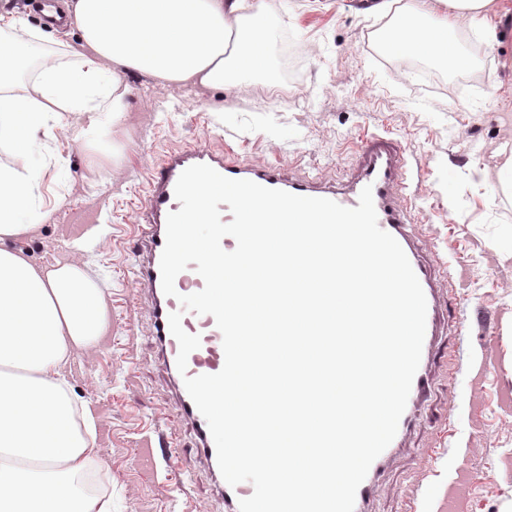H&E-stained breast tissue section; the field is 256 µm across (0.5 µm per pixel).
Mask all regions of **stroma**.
<instances>
[{"label": "stroma", "mask_w": 512, "mask_h": 512, "mask_svg": "<svg viewBox=\"0 0 512 512\" xmlns=\"http://www.w3.org/2000/svg\"><path fill=\"white\" fill-rule=\"evenodd\" d=\"M29 0H0V42L22 16L41 53L79 65L77 29L57 32L31 16ZM367 0H266L264 70L234 85L192 90L129 77L126 115L113 125L118 155L96 154L57 135L56 165L43 140L25 164L41 175L45 218L18 240L25 255L69 256L71 227L103 211L106 229L85 258L108 296L110 328L70 358L75 394L97 420L99 470L112 484V512H225L209 462L187 421L174 413L175 389L159 358L144 284L136 270L135 226L157 157L182 145L235 144L253 164L286 177L343 180L362 137L377 132L405 149L404 178L415 214L410 231L422 261H444L455 290L440 288L439 320L427 366L429 392L375 477L372 512H512V201L497 189L494 150L512 138V0L494 16L497 41L455 32L471 64L433 81L406 55L375 47L387 19ZM177 433L178 469L142 455L157 431Z\"/></svg>", "instance_id": "obj_1"}]
</instances>
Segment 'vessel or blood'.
<instances>
[{"label": "vessel or blood", "mask_w": 512, "mask_h": 512, "mask_svg": "<svg viewBox=\"0 0 512 512\" xmlns=\"http://www.w3.org/2000/svg\"><path fill=\"white\" fill-rule=\"evenodd\" d=\"M45 15L46 25L63 30L69 23L62 0H38ZM356 162L351 173V185L347 191L335 192L322 187L317 178H284L278 165L267 163L251 165L241 161L238 152L229 144L216 147L181 146L166 152L151 169L143 205L144 224L140 232L138 275L149 289V314L163 365L177 385L176 412L179 418L189 421L195 434L199 451L208 460H215V445L207 423L189 396L185 377L214 374L224 365L222 334L211 315H199L182 310L179 295L200 291L204 286L195 266H188L175 279L177 297L164 294L161 284L160 258L166 240V220L169 213L178 211L179 202L174 189L180 174L195 164H206L220 174L232 179H247L262 186L280 189L295 195L327 198L345 207L357 206L364 187H371L379 226L392 234L403 250H410L409 212L403 197L402 172L404 153L393 139L376 133L366 134L357 148ZM415 271L427 300V328H434L437 305L434 290L447 271L427 268L413 262ZM181 312L182 326L191 334L199 335L201 343L188 357L186 372H179L176 358L179 351L177 340L170 332L168 317Z\"/></svg>", "instance_id": "vessel-or-blood-1"}]
</instances>
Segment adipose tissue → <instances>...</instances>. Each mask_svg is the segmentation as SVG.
<instances>
[{
    "instance_id": "adipose-tissue-1",
    "label": "adipose tissue",
    "mask_w": 512,
    "mask_h": 512,
    "mask_svg": "<svg viewBox=\"0 0 512 512\" xmlns=\"http://www.w3.org/2000/svg\"><path fill=\"white\" fill-rule=\"evenodd\" d=\"M496 0H378L397 53L462 63L454 32L495 30ZM72 20L88 53L79 66L51 60L36 90L15 77L32 42L0 50V142L24 154L37 135L71 128L93 146L109 136L92 105L112 89V120L125 116V82L135 73L159 84L208 88L266 65L264 0H74ZM36 175L0 167V512H112L108 496H79L73 480L100 457L96 419L77 402L65 366L105 327V296L77 256L37 263L11 248L44 215L34 203Z\"/></svg>"
}]
</instances>
